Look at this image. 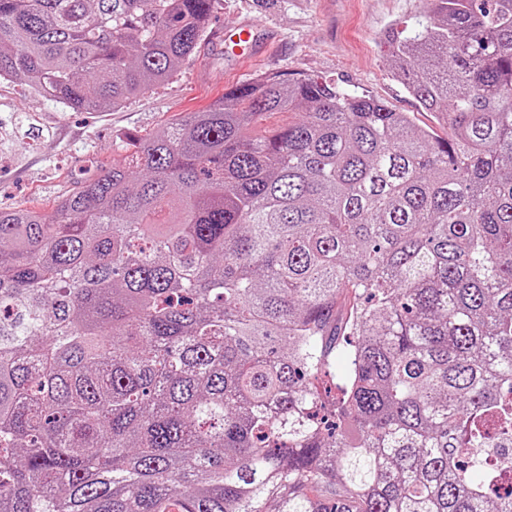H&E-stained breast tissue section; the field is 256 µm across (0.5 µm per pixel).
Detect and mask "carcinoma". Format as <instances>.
I'll list each match as a JSON object with an SVG mask.
<instances>
[{
  "label": "carcinoma",
  "mask_w": 512,
  "mask_h": 512,
  "mask_svg": "<svg viewBox=\"0 0 512 512\" xmlns=\"http://www.w3.org/2000/svg\"><path fill=\"white\" fill-rule=\"evenodd\" d=\"M213 2L0 0V79L111 111ZM385 38L448 137L267 75L0 208V512H512V0Z\"/></svg>",
  "instance_id": "cac0c4a2"
}]
</instances>
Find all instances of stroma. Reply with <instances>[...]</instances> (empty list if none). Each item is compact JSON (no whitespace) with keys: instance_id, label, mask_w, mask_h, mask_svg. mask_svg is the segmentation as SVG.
I'll return each instance as SVG.
<instances>
[{"instance_id":"1","label":"stroma","mask_w":512,"mask_h":512,"mask_svg":"<svg viewBox=\"0 0 512 512\" xmlns=\"http://www.w3.org/2000/svg\"><path fill=\"white\" fill-rule=\"evenodd\" d=\"M424 10V0H215L206 32L177 75L109 112L72 110L23 81L0 80V206L51 210L58 197L122 159L126 138L158 131L262 74L336 80L447 137L394 78L384 38L388 25L412 26ZM245 18L270 29L275 41L252 64L239 65L212 42Z\"/></svg>"}]
</instances>
